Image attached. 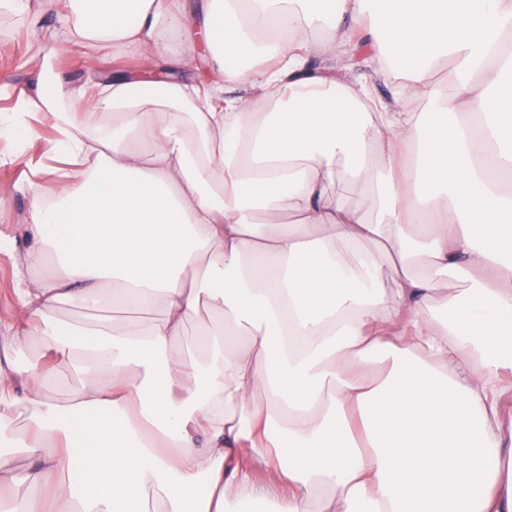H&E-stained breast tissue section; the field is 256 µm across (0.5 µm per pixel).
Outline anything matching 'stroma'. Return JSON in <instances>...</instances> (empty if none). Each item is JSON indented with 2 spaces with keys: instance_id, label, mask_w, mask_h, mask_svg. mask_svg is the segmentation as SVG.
I'll return each mask as SVG.
<instances>
[{
  "instance_id": "stroma-1",
  "label": "stroma",
  "mask_w": 512,
  "mask_h": 512,
  "mask_svg": "<svg viewBox=\"0 0 512 512\" xmlns=\"http://www.w3.org/2000/svg\"><path fill=\"white\" fill-rule=\"evenodd\" d=\"M0 111H7L29 92L42 64H51L74 84L99 78L115 66L135 70L141 57L118 50L98 49L82 41L64 37L60 20L50 19L42 27L32 26L26 15L0 17ZM319 71H330L344 79L368 86L376 100L388 103L396 85L362 56L353 67L331 57L311 59ZM63 115L34 112L25 118L32 135L22 143L0 140V235L10 238L9 251L0 252V323L16 320L20 311L16 297L21 259L30 243L29 213L33 193L51 198L57 185L55 169L61 165L52 152Z\"/></svg>"
}]
</instances>
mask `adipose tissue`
I'll return each mask as SVG.
<instances>
[{
    "instance_id": "ef3b65f1",
    "label": "adipose tissue",
    "mask_w": 512,
    "mask_h": 512,
    "mask_svg": "<svg viewBox=\"0 0 512 512\" xmlns=\"http://www.w3.org/2000/svg\"><path fill=\"white\" fill-rule=\"evenodd\" d=\"M43 6L88 44L163 68L201 41L216 66L152 108L124 74L36 85L43 111L71 99L112 126L63 124L56 154L95 158L31 213L0 326V443L22 463L0 489L35 495L0 512H512V0ZM364 25L397 81L375 109L307 68ZM445 60L454 97L431 79ZM29 101L0 138L27 136ZM123 305L162 317L58 315Z\"/></svg>"
}]
</instances>
